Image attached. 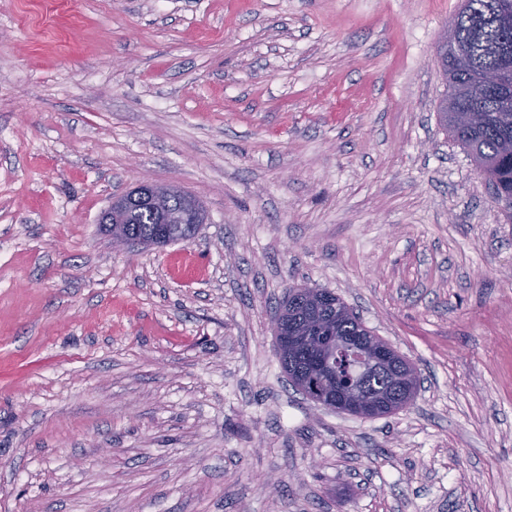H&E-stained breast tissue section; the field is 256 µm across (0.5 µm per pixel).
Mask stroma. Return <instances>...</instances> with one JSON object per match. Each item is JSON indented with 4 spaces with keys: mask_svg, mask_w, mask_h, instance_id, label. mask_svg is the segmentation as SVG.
<instances>
[{
    "mask_svg": "<svg viewBox=\"0 0 512 512\" xmlns=\"http://www.w3.org/2000/svg\"><path fill=\"white\" fill-rule=\"evenodd\" d=\"M461 0H0V512H512V212L441 125ZM194 240L118 250L141 182ZM335 293L420 387L277 355ZM180 194L184 196L189 205L192 215L193 223L197 224L193 229L189 226L175 227L173 236L170 243L183 241L185 238L194 237L202 222L201 211L198 202L194 197L186 194L171 184H158L150 181H145L139 187L129 193H125L112 199V203L107 210L104 211L105 219L102 224H105L107 235L112 238V221L114 224H119L123 219L124 214L134 206H147L153 209L161 210L171 195ZM168 242L163 243L166 245ZM279 358L283 365L284 371L289 378V381L297 389L296 379L308 378V362L301 351H293L288 354L280 355ZM407 363L409 362L402 357L391 361L386 369L378 371L358 363L351 352H344L338 362V372L344 377H355L367 390L381 397L380 406L388 407L389 404L398 401L402 395V391L397 396L396 391L392 390L391 378L393 375L406 376L408 373ZM330 401L336 408L355 413L362 418L375 417L378 412L376 403L370 397L358 393L350 383L337 387L336 394Z\"/></svg>",
    "mask_w": 512,
    "mask_h": 512,
    "instance_id": "obj_1",
    "label": "stroma"
}]
</instances>
